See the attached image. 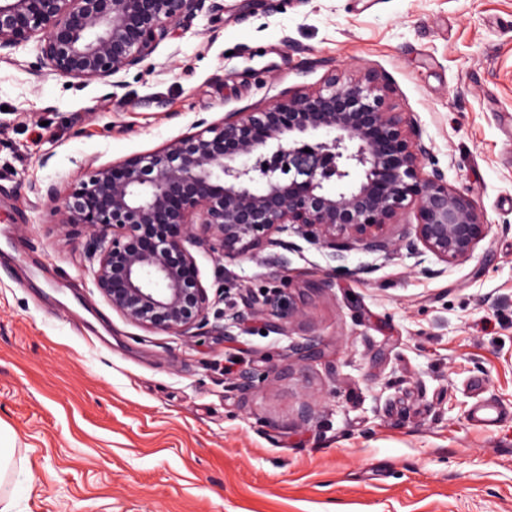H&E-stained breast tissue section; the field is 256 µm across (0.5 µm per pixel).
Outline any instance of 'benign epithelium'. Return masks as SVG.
Segmentation results:
<instances>
[{
  "mask_svg": "<svg viewBox=\"0 0 512 512\" xmlns=\"http://www.w3.org/2000/svg\"><path fill=\"white\" fill-rule=\"evenodd\" d=\"M224 11L217 0H0V51L36 39L43 64L79 85L106 83L133 68H151L163 41L199 13ZM317 87L281 91L262 108L226 112L218 121L199 117L190 131L135 158L95 168L70 190L64 206L52 186L30 187L47 202L50 217L89 230L86 250L93 277L112 310L145 331L192 338L207 329L229 336L258 321L286 332L299 307L281 312L266 293L246 289L239 302L224 300L227 265L266 253L272 275L291 277L287 240L297 235L329 250L332 261L360 245L372 252L432 254L453 266L471 259L487 234L486 213L448 183L417 120L388 104L391 80L366 70L344 77L325 63ZM279 112L294 116L286 126ZM334 189H329V186ZM416 223L404 236L392 228L407 213ZM178 224L181 233L151 248L135 245L138 233ZM213 253L215 293L202 283L189 247ZM175 253L176 266L169 260ZM313 360L319 343L296 345ZM259 370L232 376L252 392Z\"/></svg>",
  "mask_w": 512,
  "mask_h": 512,
  "instance_id": "1",
  "label": "benign epithelium"
}]
</instances>
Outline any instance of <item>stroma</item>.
<instances>
[{
    "mask_svg": "<svg viewBox=\"0 0 512 512\" xmlns=\"http://www.w3.org/2000/svg\"><path fill=\"white\" fill-rule=\"evenodd\" d=\"M223 3L113 89L34 74L36 41L0 59V512H512V0ZM327 60L391 77V106L486 211L473 258L357 246L335 275L302 241L293 282L232 265V291L303 307L283 334L186 339L113 311L86 227L51 223L30 185L67 193L197 117L319 84ZM308 339L321 357H291ZM242 365L265 373L247 395ZM484 401L503 412L489 429Z\"/></svg>",
    "mask_w": 512,
    "mask_h": 512,
    "instance_id": "stroma-1",
    "label": "stroma"
}]
</instances>
